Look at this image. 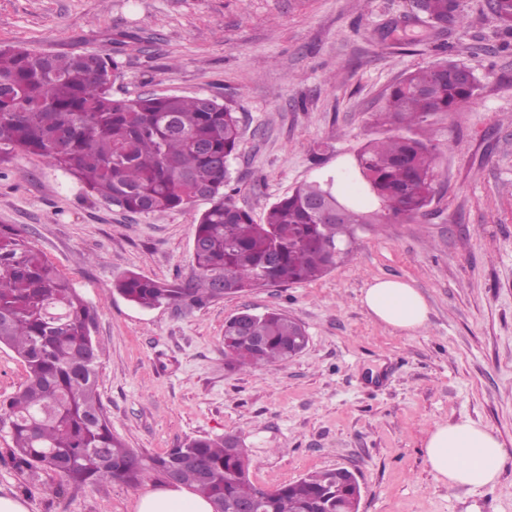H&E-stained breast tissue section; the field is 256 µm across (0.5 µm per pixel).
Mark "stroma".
<instances>
[{
    "label": "stroma",
    "instance_id": "obj_1",
    "mask_svg": "<svg viewBox=\"0 0 512 512\" xmlns=\"http://www.w3.org/2000/svg\"><path fill=\"white\" fill-rule=\"evenodd\" d=\"M463 25L441 29L412 0H0V45L61 54L106 52L117 98H217L237 113L233 200L263 223L298 185L334 176L342 196L363 186L355 155L393 134L378 115L404 75L449 59L478 80L472 99L427 116L435 192L413 222L362 224L350 258L314 282L265 286L202 306L143 309L115 288L128 271L190 277L198 199L133 215L86 194L71 175L24 152L0 164V225L36 250L96 309L104 352L98 391L113 433L159 454L188 439L237 436L255 485L274 490L344 467L359 512H512V48L485 0H459ZM376 278L410 282L428 306L407 335L361 303ZM277 310L306 329V349L271 369L231 371L224 323ZM470 419L500 437L507 463L480 493L437 484L428 431ZM0 495L29 512H135L118 480L31 489L5 463Z\"/></svg>",
    "mask_w": 512,
    "mask_h": 512
}]
</instances>
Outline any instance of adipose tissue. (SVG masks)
<instances>
[{
	"label": "adipose tissue",
	"instance_id": "adipose-tissue-1",
	"mask_svg": "<svg viewBox=\"0 0 512 512\" xmlns=\"http://www.w3.org/2000/svg\"><path fill=\"white\" fill-rule=\"evenodd\" d=\"M361 302L377 320L395 330L412 334L427 320V305L410 283L374 279ZM506 452L495 431L468 419L438 424L425 442V459L436 482L480 492L493 487ZM136 512H211L209 502L186 487L172 484L141 495Z\"/></svg>",
	"mask_w": 512,
	"mask_h": 512
}]
</instances>
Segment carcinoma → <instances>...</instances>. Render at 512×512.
<instances>
[{
  "label": "carcinoma",
  "mask_w": 512,
  "mask_h": 512,
  "mask_svg": "<svg viewBox=\"0 0 512 512\" xmlns=\"http://www.w3.org/2000/svg\"><path fill=\"white\" fill-rule=\"evenodd\" d=\"M512 34V0H486ZM458 0H418L434 23L460 22ZM121 62L108 53L47 54L0 47V162L17 151L38 155L77 178L106 204L134 214L179 209L196 198L210 207L194 225L195 273L160 282L128 272L115 290L147 309L202 306L265 285L311 282L342 264L355 226L378 207L386 221H412L434 194L433 147L403 133L367 143L356 155L362 197L342 200L335 177L303 184L273 203L264 223L226 192L239 140L236 113L211 97L112 96ZM476 77L446 60L395 84L382 121L410 131L429 115L470 101ZM96 310L71 279L35 250L16 224L0 225V345L26 364L28 377L0 402L12 462L55 473L61 483L99 479L137 486L156 475L208 499L215 512H358V480L327 469L273 491L255 485L233 436L198 437L145 456L112 433L97 388ZM304 327L276 310L240 313L224 324V357L233 370L270 368L303 352Z\"/></svg>",
  "instance_id": "obj_1"
}]
</instances>
